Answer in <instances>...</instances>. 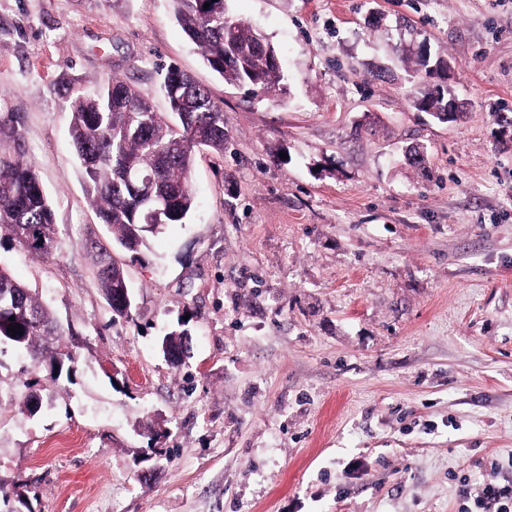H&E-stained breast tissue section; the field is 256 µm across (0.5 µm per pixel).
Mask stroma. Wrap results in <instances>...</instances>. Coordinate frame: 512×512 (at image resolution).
I'll use <instances>...</instances> for the list:
<instances>
[{
  "mask_svg": "<svg viewBox=\"0 0 512 512\" xmlns=\"http://www.w3.org/2000/svg\"><path fill=\"white\" fill-rule=\"evenodd\" d=\"M227 6L287 95L216 75L173 0H0V106L59 231L44 258L0 237V268L76 356L54 381L0 347V484L21 512H472L463 490L512 485V0ZM399 22L447 63L456 121L410 108ZM172 66L232 151L197 152L190 218L132 252L86 198L70 101L117 76L168 113ZM184 329L174 368L159 342ZM98 284L102 291L107 296L111 306L114 304L122 309L124 313H128L131 308V298L129 294L127 279L124 270L115 263H105L102 265L98 272ZM123 286H125L123 288ZM114 298L112 291L114 292Z\"/></svg>",
  "mask_w": 512,
  "mask_h": 512,
  "instance_id": "stroma-1",
  "label": "stroma"
}]
</instances>
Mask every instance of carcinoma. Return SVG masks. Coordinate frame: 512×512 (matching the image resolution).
Listing matches in <instances>:
<instances>
[{
    "instance_id": "cac0c4a2",
    "label": "carcinoma",
    "mask_w": 512,
    "mask_h": 512,
    "mask_svg": "<svg viewBox=\"0 0 512 512\" xmlns=\"http://www.w3.org/2000/svg\"><path fill=\"white\" fill-rule=\"evenodd\" d=\"M173 2L177 22L220 77L253 93L286 90L282 70L269 62L275 47L261 31L224 10L208 16L201 0ZM450 96L442 86L417 88L410 102L415 110L441 122ZM169 102L176 103L188 121L178 118L170 124L138 89L117 78L71 103L70 134L87 199L102 223L117 234L119 244L131 251L147 245L166 226L188 219L195 206L189 174L198 147L222 155L230 146L224 112L208 89ZM20 127L17 113L0 109V233L32 254L48 256L58 248V230L51 201L33 164L24 159ZM200 128L207 137L198 146L194 132ZM128 165L152 177L156 197L174 199L173 207H158L150 223L145 219L147 205L123 182L122 171ZM98 284L112 298V291L127 284L124 270L102 263ZM3 288L15 289L20 301L16 314L0 312V337L35 361L46 355L56 360L46 340L56 335L52 313L34 292L0 270ZM11 316L15 320H9ZM12 325L22 326L20 338L7 332Z\"/></svg>"
}]
</instances>
